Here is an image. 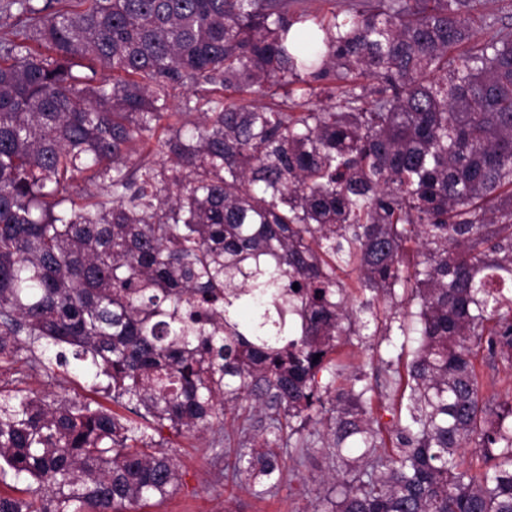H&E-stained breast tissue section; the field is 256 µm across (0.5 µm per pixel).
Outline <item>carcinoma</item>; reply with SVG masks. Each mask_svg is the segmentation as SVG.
<instances>
[{"label":"carcinoma","mask_w":512,"mask_h":512,"mask_svg":"<svg viewBox=\"0 0 512 512\" xmlns=\"http://www.w3.org/2000/svg\"><path fill=\"white\" fill-rule=\"evenodd\" d=\"M60 2L0 6L26 19L0 41V362L73 363L124 413L14 369L0 481L28 497L0 512L163 498L155 436L243 398L233 476L258 496L324 421V512H512V400L485 402L477 369L480 349L512 368L490 288L512 282V30L482 0ZM179 88L195 120L157 139ZM412 307L386 428L363 374L332 399L317 376L371 324L391 370Z\"/></svg>","instance_id":"obj_1"}]
</instances>
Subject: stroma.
Returning a JSON list of instances; mask_svg holds the SVG:
<instances>
[{
	"mask_svg": "<svg viewBox=\"0 0 512 512\" xmlns=\"http://www.w3.org/2000/svg\"><path fill=\"white\" fill-rule=\"evenodd\" d=\"M377 339L362 335L344 344L336 361L345 370H360L367 379L377 373ZM26 387L50 400L92 397L89 382L72 370L55 369L45 374L31 371ZM237 435H226L221 425L186 436L163 432L165 452L177 465L180 480L175 493L163 500L153 499L131 506L130 512H314L334 473L321 443H314L305 463L284 458L283 478L276 493L256 498L246 480L226 483L227 466L236 459Z\"/></svg>",
	"mask_w": 512,
	"mask_h": 512,
	"instance_id": "35a3bbf8",
	"label": "stroma"
}]
</instances>
